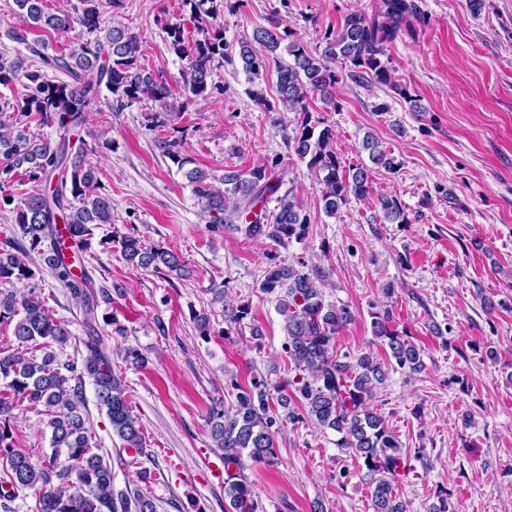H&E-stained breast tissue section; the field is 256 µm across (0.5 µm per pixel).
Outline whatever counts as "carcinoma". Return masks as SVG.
<instances>
[{
    "label": "carcinoma",
    "mask_w": 512,
    "mask_h": 512,
    "mask_svg": "<svg viewBox=\"0 0 512 512\" xmlns=\"http://www.w3.org/2000/svg\"><path fill=\"white\" fill-rule=\"evenodd\" d=\"M44 2L15 0L23 28H9L4 36L23 43L31 29L59 35L79 25L92 38L67 54H46L44 42L30 48L44 67L65 75L63 79L49 80L43 70L28 69L21 57L0 52V86L19 82L25 89L21 98L0 108V210L12 208L23 240L17 252H0V282L27 288L21 294L0 291V324L13 326L18 341L15 349L0 348V457L7 465L6 477L0 479V500L12 501L18 490L31 489L36 512H156L150 497L116 488L111 463L91 451L93 436L85 415L87 379L124 449L142 455L144 435L132 413L123 377L113 368L99 335L98 302L88 271L75 272L83 261L82 253L91 246L94 230L112 223L111 194L98 181L88 158L96 153L97 145L81 138L80 132L86 130L87 113L101 103L117 113L146 97L165 115L179 111L183 103L141 65L138 36L120 25L108 28L102 38L96 36L103 24L100 0H74L70 7L55 12L47 11ZM182 6L197 22L200 37L188 41L177 23L167 25L165 33L170 49L186 61L185 99L211 94L216 89L210 84L213 71L226 60H240L251 84L252 101L268 112L283 108L302 115L285 139L321 185L324 213L336 215L352 197H373L371 168L345 164L334 147L332 129H320L312 120L309 99L317 92L325 97L331 94L339 80L335 62L355 68L362 80L390 84L391 73L382 56L414 17L413 0H381L371 15L348 14L337 31L325 34V46L318 56L291 38L290 32L264 27L254 29L252 38L245 37L234 47L213 24L224 13V0H182ZM272 65L277 72L273 102L256 83L260 73ZM104 89L109 93L105 99ZM35 119L41 123L54 120L60 128L75 133L78 147L71 149L68 140L55 145L33 132ZM182 145L183 136L176 129L156 141L162 156L180 169L188 163ZM363 147L374 166L395 168L394 158L374 138L366 137ZM277 165L273 160L221 178L193 168L186 178L211 223H224L231 201L232 214L243 221L241 231L246 238L266 239L286 248L294 240L307 238L310 222L292 193L275 196ZM21 168L37 188L17 201L3 185ZM271 196L276 206L268 212L265 203ZM376 201L387 221L407 223L398 198L379 195ZM101 244L117 248L137 271L186 275L185 263L176 251L149 245L134 233L113 231ZM33 254L42 257L55 278L83 304L87 340L79 364L61 363L53 351V346L68 342L71 331L52 316L45 298L30 285L34 273L26 258ZM329 277L324 268L301 257L289 260L274 253L268 259L259 292L275 299L283 317L282 350L296 378L271 387L262 379L242 385L233 377L229 386L234 405L227 410L222 405L210 409L209 434L224 460V500L228 501L224 512H263L244 475V457L276 464V440L282 428L308 420L341 434L337 446L365 470L373 512H408L398 493L407 454L398 435L373 407L377 390L388 378V365L367 351L339 352L337 336L354 321L355 312L346 304L325 300L323 287ZM209 293L222 304L228 327L241 326L250 315V304L233 301L226 288L216 286ZM390 323L387 311L371 314L372 335L386 343L398 369L409 376L421 373L422 350L399 336ZM39 351L43 355H37ZM290 388L297 408L289 405L290 398L284 394ZM273 400L286 414L272 408ZM24 402L47 417L51 453L40 464L32 461L26 449L9 442V423L18 404Z\"/></svg>",
    "instance_id": "cac0c4a2"
}]
</instances>
